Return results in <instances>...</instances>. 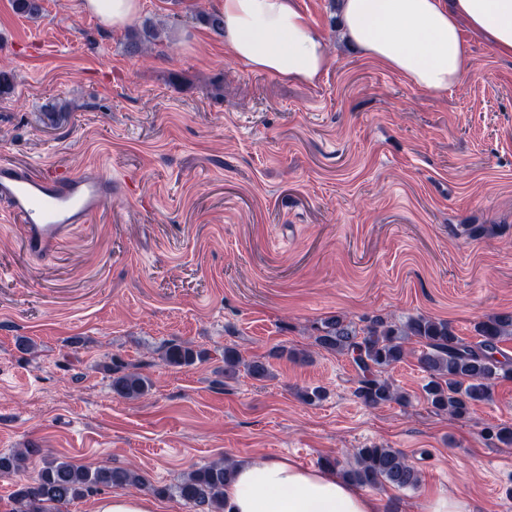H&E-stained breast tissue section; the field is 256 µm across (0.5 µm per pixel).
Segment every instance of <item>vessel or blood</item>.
<instances>
[{"label":"vessel or blood","instance_id":"b4317fda","mask_svg":"<svg viewBox=\"0 0 512 512\" xmlns=\"http://www.w3.org/2000/svg\"><path fill=\"white\" fill-rule=\"evenodd\" d=\"M121 185L96 170L52 178L0 161V213L21 227L29 253L50 256L73 229L91 223Z\"/></svg>","mask_w":512,"mask_h":512}]
</instances>
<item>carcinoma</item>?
Returning <instances> with one entry per match:
<instances>
[{
    "mask_svg": "<svg viewBox=\"0 0 512 512\" xmlns=\"http://www.w3.org/2000/svg\"><path fill=\"white\" fill-rule=\"evenodd\" d=\"M16 12L36 18L42 11L40 0H13ZM162 30L152 28L145 36L133 32L127 39L131 54L143 52L145 40L161 38ZM315 344L331 352L348 355L361 372L356 396L368 407L386 403L406 402V396L382 374L402 362L408 355L406 344L415 338L424 347L418 358L428 378L424 392L426 400L437 411L464 417L478 403L493 400L494 384L512 379V363L499 359L500 344L512 338V314H496L478 322L479 341L464 342L444 320L410 317L402 323L374 319L358 335L340 316L321 323ZM202 359V352L189 343H172L163 354V361L172 367H183ZM255 379L270 376V365L263 357L246 360L234 348H224V377L234 378L239 368ZM150 388L147 376L139 371H114L112 391L121 398L135 401ZM40 452L26 448L11 454H0V477L22 473L29 456ZM235 465L219 460L188 471L174 485L154 489L159 495L174 494L192 512H224V486L234 475ZM342 477L359 486L414 489L420 482L417 469L395 448L365 447L353 453V461L340 470ZM117 490L146 488L144 476L135 468L104 467L89 470L55 457L44 458L38 474L18 484L13 493L17 512H47L50 506H60L100 487Z\"/></svg>",
    "mask_w": 512,
    "mask_h": 512,
    "instance_id": "1",
    "label": "carcinoma"
}]
</instances>
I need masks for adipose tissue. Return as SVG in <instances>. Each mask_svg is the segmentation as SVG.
<instances>
[{
  "label": "adipose tissue",
  "mask_w": 512,
  "mask_h": 512,
  "mask_svg": "<svg viewBox=\"0 0 512 512\" xmlns=\"http://www.w3.org/2000/svg\"><path fill=\"white\" fill-rule=\"evenodd\" d=\"M343 35L415 90L438 95L467 73L461 25L512 58V0H341ZM224 50L242 68L313 83L325 69L321 32L295 0H221ZM226 512H379L327 469L248 457L224 488Z\"/></svg>",
  "instance_id": "adipose-tissue-1"
}]
</instances>
